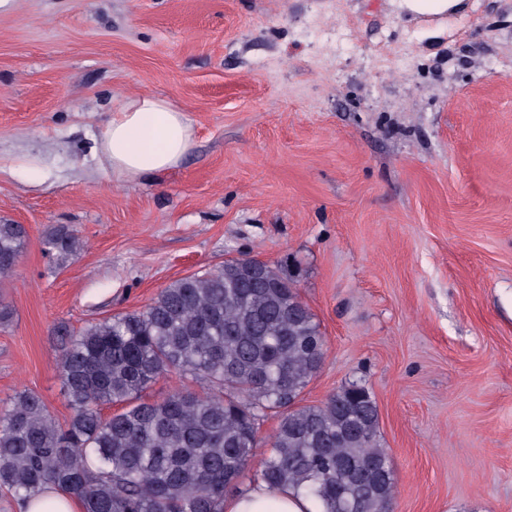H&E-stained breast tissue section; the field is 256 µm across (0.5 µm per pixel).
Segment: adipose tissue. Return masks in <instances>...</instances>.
<instances>
[{
  "label": "adipose tissue",
  "mask_w": 512,
  "mask_h": 512,
  "mask_svg": "<svg viewBox=\"0 0 512 512\" xmlns=\"http://www.w3.org/2000/svg\"><path fill=\"white\" fill-rule=\"evenodd\" d=\"M195 141L184 112L153 93H143L115 107L97 140L116 180L157 175L179 164ZM224 512H314L303 490L257 483L246 495L224 500Z\"/></svg>",
  "instance_id": "1"
}]
</instances>
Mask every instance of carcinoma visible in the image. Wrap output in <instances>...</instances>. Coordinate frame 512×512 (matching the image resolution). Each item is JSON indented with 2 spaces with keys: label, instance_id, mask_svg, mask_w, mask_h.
I'll return each mask as SVG.
<instances>
[{
  "label": "carcinoma",
  "instance_id": "cac0c4a2",
  "mask_svg": "<svg viewBox=\"0 0 512 512\" xmlns=\"http://www.w3.org/2000/svg\"><path fill=\"white\" fill-rule=\"evenodd\" d=\"M28 238L0 222V278ZM50 249L81 250L67 226ZM254 258L174 281L140 310L66 336L58 368L71 414L59 423L43 398L0 402V488L20 501L54 485L83 512H222L256 447L260 422L280 414L260 480L303 490L315 512H390L395 477L378 409L352 383L319 405H298L324 359V336L296 282ZM179 372L204 395L142 393ZM117 407L111 415L101 406Z\"/></svg>",
  "mask_w": 512,
  "mask_h": 512
}]
</instances>
